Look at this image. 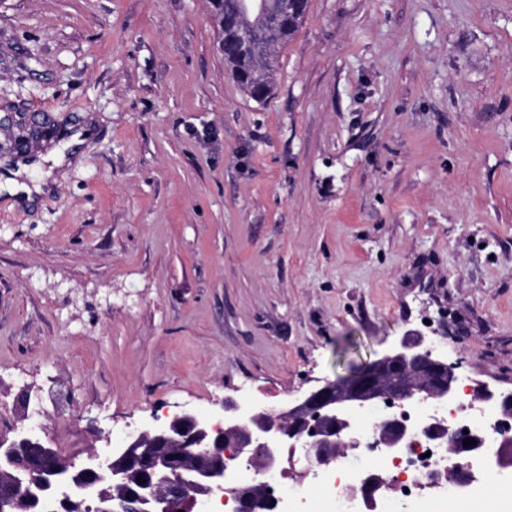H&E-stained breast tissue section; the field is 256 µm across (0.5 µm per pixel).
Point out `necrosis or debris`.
Instances as JSON below:
<instances>
[{
	"label": "necrosis or debris",
	"instance_id": "4bbe7bcc",
	"mask_svg": "<svg viewBox=\"0 0 512 512\" xmlns=\"http://www.w3.org/2000/svg\"><path fill=\"white\" fill-rule=\"evenodd\" d=\"M375 412L358 417L362 445L355 456L337 461L336 468L321 480L335 512H409L411 506L431 490L452 491L448 481V441L428 436V420L422 408H405L409 434L398 454H387L374 428ZM383 476L385 485L374 503L353 497L350 488L356 478Z\"/></svg>",
	"mask_w": 512,
	"mask_h": 512
}]
</instances>
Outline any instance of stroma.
<instances>
[{
  "mask_svg": "<svg viewBox=\"0 0 512 512\" xmlns=\"http://www.w3.org/2000/svg\"><path fill=\"white\" fill-rule=\"evenodd\" d=\"M87 115L42 206L0 196V436L105 455L409 333L512 392V0H309L262 104L206 0H0V158Z\"/></svg>",
  "mask_w": 512,
  "mask_h": 512,
  "instance_id": "obj_1",
  "label": "stroma"
}]
</instances>
